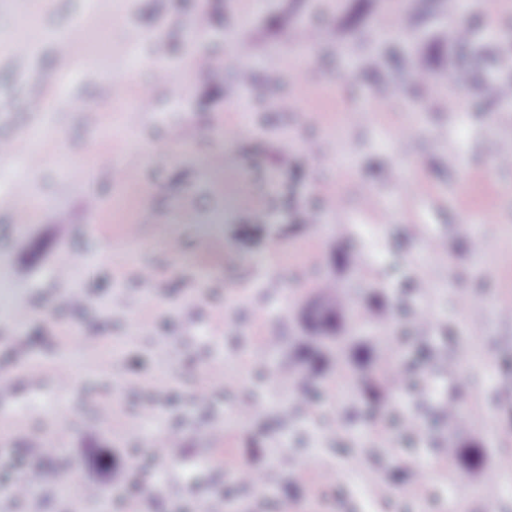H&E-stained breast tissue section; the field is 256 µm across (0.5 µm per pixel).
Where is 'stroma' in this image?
<instances>
[{
    "mask_svg": "<svg viewBox=\"0 0 512 512\" xmlns=\"http://www.w3.org/2000/svg\"><path fill=\"white\" fill-rule=\"evenodd\" d=\"M424 3L0 0V133L40 159L32 169L0 164V327L24 304L21 340L31 351L13 358L0 343V370L19 385L0 396V465L25 467L18 451L33 436L56 449L40 461L54 483L22 504L0 487V512H126L131 497L138 512H453L462 480L471 488L464 512H512V318L500 314L512 303V168L492 165L498 144L512 142V107L492 92L512 84L497 62L512 33L494 31L512 11L492 20L481 2L459 16L479 32L465 54L445 36L447 17ZM385 15L404 20L406 31L372 41ZM303 26L318 39L295 111H281V89L258 101L233 69L220 78L207 69L234 50L238 32L254 82L272 71L292 79ZM19 40L28 53L18 64L11 49ZM189 57L195 86L141 108L148 62L160 61L172 85ZM417 69L466 74L457 93L468 110L409 93ZM381 88L387 110L369 111ZM184 126L194 128L192 139L180 137ZM218 152L224 164L216 168L209 159ZM101 157L126 179L77 182ZM395 170L415 174L424 194L401 195L390 184ZM21 186L41 213L24 228L12 207ZM92 189L95 213L86 205ZM335 191L342 209H322L320 199ZM300 209L312 211L310 223H295ZM476 236L485 252L473 248ZM145 268L154 279L141 281ZM328 276L391 329L427 310V335L409 346L424 355L417 372L429 401L401 393L391 409L368 413L356 376L382 356L385 334L355 328L348 316L339 321L355 338L341 361L345 379L326 368L316 410L281 415L286 390L263 388L255 373L267 357L263 340L298 334ZM71 293L86 297L72 311ZM117 293L125 305L114 306ZM471 296L475 316L462 309ZM89 318L107 354L79 341ZM215 358L236 382L223 405L182 400L141 418V395L169 384L190 390ZM452 366L468 377L463 392L454 390ZM61 370L76 380L64 393L53 385ZM451 396L471 418L454 438L480 454L479 466L437 455L451 438L441 420ZM103 402L114 415L108 425L96 418ZM409 412L422 417L421 432L401 429ZM339 414L344 429L329 428ZM169 428L180 433L177 462L157 463L165 479L156 485L138 477L134 458ZM313 459L334 470L332 481L306 471ZM414 460L428 465L418 483L400 476ZM239 463L266 474L263 496L228 475ZM488 468L501 483L492 504L481 488ZM92 479L99 495H80Z\"/></svg>",
    "mask_w": 512,
    "mask_h": 512,
    "instance_id": "35a3bbf8",
    "label": "stroma"
}]
</instances>
